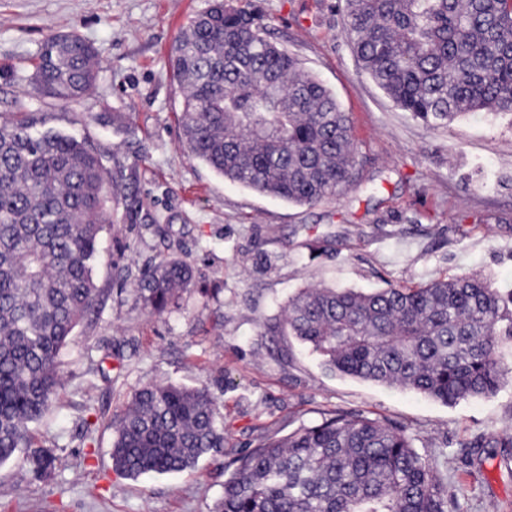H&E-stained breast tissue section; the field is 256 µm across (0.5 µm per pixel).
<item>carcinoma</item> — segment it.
Returning a JSON list of instances; mask_svg holds the SVG:
<instances>
[{
    "label": "carcinoma",
    "instance_id": "obj_1",
    "mask_svg": "<svg viewBox=\"0 0 512 512\" xmlns=\"http://www.w3.org/2000/svg\"><path fill=\"white\" fill-rule=\"evenodd\" d=\"M359 67L432 128L470 112H512V0H343ZM94 49L49 35L33 64L46 97L87 99ZM184 154L225 180L297 205L332 198L354 177L349 117L334 93L269 39L262 13L209 0L176 39ZM119 198L102 157L17 109L0 123V465L31 447L32 425L61 385L60 354L100 303L92 272ZM194 283L176 257L141 270L156 314ZM288 334L335 373L444 404L508 382L497 352L512 337V294L477 274L371 292L306 287L288 300ZM112 467L128 478L179 473L224 447L206 388L149 384L112 424ZM41 474L53 455L26 457ZM213 512H448L437 466L405 427L333 411L267 437L240 457Z\"/></svg>",
    "mask_w": 512,
    "mask_h": 512
}]
</instances>
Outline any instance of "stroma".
Instances as JSON below:
<instances>
[{"label": "stroma", "instance_id": "1", "mask_svg": "<svg viewBox=\"0 0 512 512\" xmlns=\"http://www.w3.org/2000/svg\"><path fill=\"white\" fill-rule=\"evenodd\" d=\"M259 8L272 39L336 95L352 122V183L298 206L225 181L179 144L182 93L168 52L207 0H0V122L16 108L38 129L85 140L124 194L93 278L102 302L75 329L61 385L35 425L55 458L34 476L0 465V512H213L236 459L336 410L408 428L447 477L448 512H512V383L446 405L330 372L268 326L307 285L372 291L479 274L512 292V114L479 112L432 129L396 107L359 67L338 0H230ZM75 31L100 69L91 97L38 95L31 60L47 35ZM129 115L112 124V113ZM165 257L196 285L153 314L140 271ZM208 387L224 446L191 469L133 480L112 467V423L149 383Z\"/></svg>", "mask_w": 512, "mask_h": 512}]
</instances>
